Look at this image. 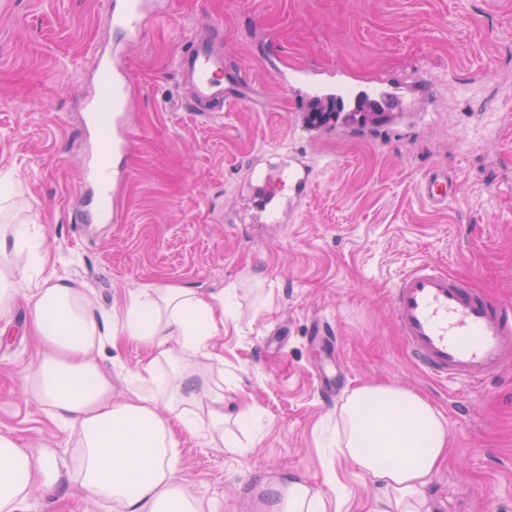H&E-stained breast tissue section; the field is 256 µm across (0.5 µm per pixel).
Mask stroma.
<instances>
[{
  "label": "stroma",
  "instance_id": "1",
  "mask_svg": "<svg viewBox=\"0 0 512 512\" xmlns=\"http://www.w3.org/2000/svg\"><path fill=\"white\" fill-rule=\"evenodd\" d=\"M107 0H0V202L43 227L47 272L72 279L120 333L142 288H231L213 337L224 357L230 426L243 450L180 439L182 475L216 512H276V478L318 489L326 512H372L374 490L334 453L336 411L354 387L401 386L447 423L446 461L426 489L435 512H512V366L480 386L438 381L413 361L394 322L399 275L430 262L512 302V0H163L128 42ZM221 21L224 62L243 103L201 116L183 102L175 60L186 38ZM126 47L132 158L109 206L84 227L86 103L95 52ZM399 99L387 122L312 127L316 94L353 111L373 78ZM302 157L312 190L286 223L255 208L260 172ZM441 168L459 185L447 208L417 185ZM0 337V431L32 448L75 436L22 392L39 356L26 307ZM338 338L335 394L318 381V327ZM25 512H114L77 485L36 495Z\"/></svg>",
  "mask_w": 512,
  "mask_h": 512
}]
</instances>
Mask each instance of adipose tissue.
Masks as SVG:
<instances>
[{
    "label": "adipose tissue",
    "mask_w": 512,
    "mask_h": 512,
    "mask_svg": "<svg viewBox=\"0 0 512 512\" xmlns=\"http://www.w3.org/2000/svg\"><path fill=\"white\" fill-rule=\"evenodd\" d=\"M37 224L0 226V313L27 301V327L41 345L27 387L54 421L76 436L64 458L55 448H28L0 432V512H20L35 491L77 483L118 512H214L180 479L177 433L239 451L224 425V387L204 390L198 367L213 368L211 340L224 329L228 295L158 285L132 293L122 333L148 354L127 372L125 399L112 394V372L98 355L112 331L74 281L46 273ZM340 456L376 490L375 512H433L426 489L448 454L446 423L416 393L364 384L338 410Z\"/></svg>",
    "instance_id": "obj_1"
}]
</instances>
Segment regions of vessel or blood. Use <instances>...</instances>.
<instances>
[{
  "mask_svg": "<svg viewBox=\"0 0 512 512\" xmlns=\"http://www.w3.org/2000/svg\"><path fill=\"white\" fill-rule=\"evenodd\" d=\"M145 0H110L107 20L124 27L137 38ZM223 25L213 21L191 33L188 46L176 58V72L185 87V100L200 114L221 112L241 103L235 79L224 66V51L217 37ZM122 51L114 49L98 61L101 103L106 110L93 124L96 140L106 141L109 154L94 156L85 179L96 201L86 214L88 224H109L113 217L104 202L123 173L109 155L125 151L122 133L129 74L121 65ZM419 195L437 208L447 207L458 193L447 172L429 171L418 185ZM398 331L413 358L431 376L441 380L461 379L472 384L498 371L512 358V303L470 286L464 277L449 274L430 263L404 272L391 294Z\"/></svg>",
  "mask_w": 512,
  "mask_h": 512,
  "instance_id": "1",
  "label": "vessel or blood"
}]
</instances>
